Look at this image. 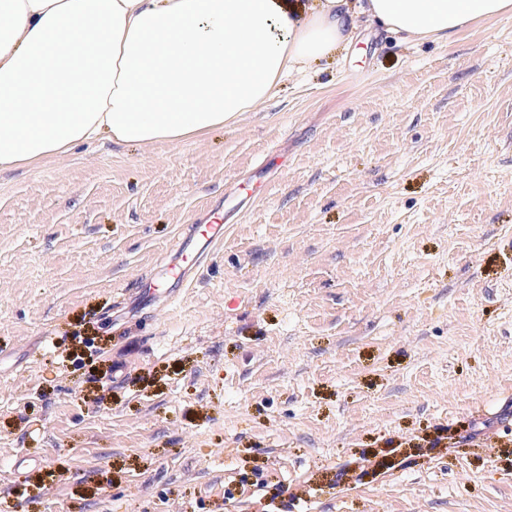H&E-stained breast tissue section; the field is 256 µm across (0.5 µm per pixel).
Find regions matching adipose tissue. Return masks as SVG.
<instances>
[{
	"label": "adipose tissue",
	"mask_w": 512,
	"mask_h": 512,
	"mask_svg": "<svg viewBox=\"0 0 512 512\" xmlns=\"http://www.w3.org/2000/svg\"><path fill=\"white\" fill-rule=\"evenodd\" d=\"M502 16L512 0H0V169L224 127L364 19L445 40Z\"/></svg>",
	"instance_id": "1"
}]
</instances>
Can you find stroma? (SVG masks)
Segmentation results:
<instances>
[{"mask_svg": "<svg viewBox=\"0 0 512 512\" xmlns=\"http://www.w3.org/2000/svg\"><path fill=\"white\" fill-rule=\"evenodd\" d=\"M281 507L512 512V17L364 24L235 124L0 169V512ZM224 214L215 212L210 216V220L207 223L202 221H195L196 225H192L189 235L181 239L175 249V260L181 267L180 262L184 263L187 259L188 253H195V259L193 266L200 265L199 262V251H196V246L202 244L203 248L207 243H212L218 239L220 235L224 233ZM203 224V225H201ZM204 242L202 243V241ZM176 263H172L168 266V272L170 277L173 279L171 289H168V296L170 299H176L179 296L180 289L183 286L184 281L187 280L186 273L187 268L181 269Z\"/></svg>", "mask_w": 512, "mask_h": 512, "instance_id": "1", "label": "stroma"}]
</instances>
